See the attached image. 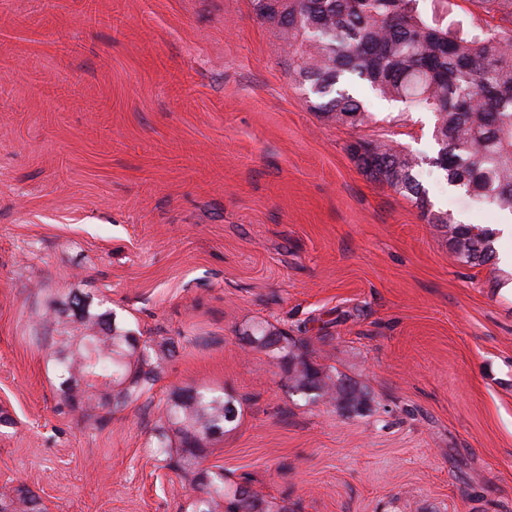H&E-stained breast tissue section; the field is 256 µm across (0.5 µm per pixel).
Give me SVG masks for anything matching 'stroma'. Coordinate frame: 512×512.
I'll list each match as a JSON object with an SVG mask.
<instances>
[{
	"mask_svg": "<svg viewBox=\"0 0 512 512\" xmlns=\"http://www.w3.org/2000/svg\"><path fill=\"white\" fill-rule=\"evenodd\" d=\"M366 107L357 128L311 110L252 0H0V493L187 512L154 429L173 391L211 387L242 417L207 465L288 512H512V275L459 261L352 155L427 160L432 113ZM419 178L434 210L497 229L494 205ZM75 290L176 347L152 391L91 418L49 360ZM261 327L367 406L294 393Z\"/></svg>",
	"mask_w": 512,
	"mask_h": 512,
	"instance_id": "stroma-1",
	"label": "stroma"
}]
</instances>
